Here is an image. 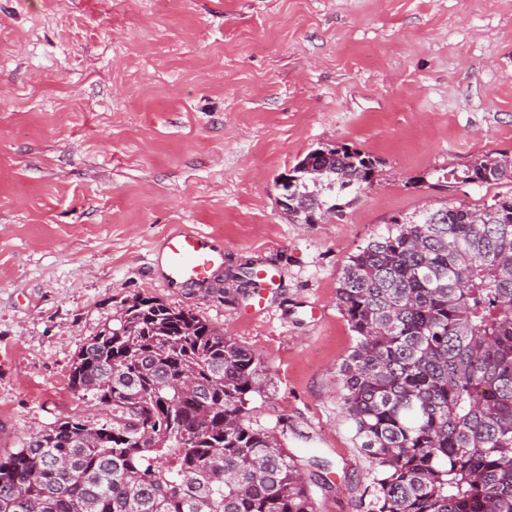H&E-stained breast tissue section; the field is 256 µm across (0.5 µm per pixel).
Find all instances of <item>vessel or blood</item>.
<instances>
[{
    "mask_svg": "<svg viewBox=\"0 0 512 512\" xmlns=\"http://www.w3.org/2000/svg\"><path fill=\"white\" fill-rule=\"evenodd\" d=\"M157 263L168 286L207 288L224 269V245L208 234L177 230L165 238Z\"/></svg>",
    "mask_w": 512,
    "mask_h": 512,
    "instance_id": "obj_1",
    "label": "vessel or blood"
}]
</instances>
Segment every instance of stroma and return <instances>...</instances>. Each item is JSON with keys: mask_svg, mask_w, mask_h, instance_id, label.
Wrapping results in <instances>:
<instances>
[{"mask_svg": "<svg viewBox=\"0 0 512 512\" xmlns=\"http://www.w3.org/2000/svg\"><path fill=\"white\" fill-rule=\"evenodd\" d=\"M346 144L375 184L295 224L275 180ZM512 156V0H0V456L56 421L111 420L72 364L120 303L193 311L260 359L254 427L355 512L367 462L343 418L348 256L392 218L481 206L450 170ZM194 226L261 288H167L151 265Z\"/></svg>", "mask_w": 512, "mask_h": 512, "instance_id": "1", "label": "stroma"}]
</instances>
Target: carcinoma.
<instances>
[{"label":"carcinoma","instance_id":"cac0c4a2","mask_svg":"<svg viewBox=\"0 0 512 512\" xmlns=\"http://www.w3.org/2000/svg\"><path fill=\"white\" fill-rule=\"evenodd\" d=\"M316 153L290 178L324 208L374 184L372 155L336 145L317 175ZM448 175L512 184V162ZM336 297L356 336L340 374L361 512H512V192L393 219ZM70 381L112 423L69 417L0 456V512H316L299 460L251 422L258 356L193 311L124 302Z\"/></svg>","mask_w":512,"mask_h":512}]
</instances>
